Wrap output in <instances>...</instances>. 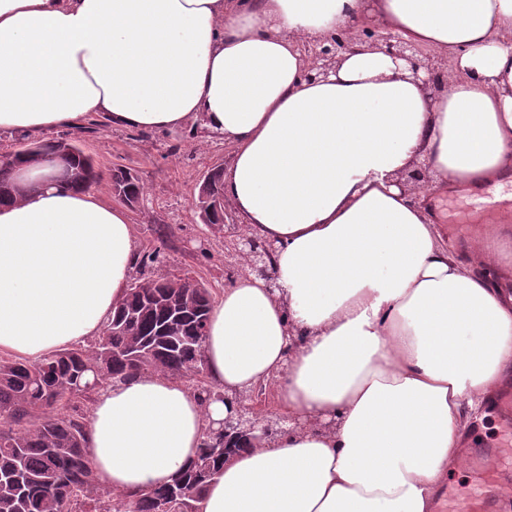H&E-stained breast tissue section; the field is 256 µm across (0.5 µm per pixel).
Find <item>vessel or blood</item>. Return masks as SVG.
Segmentation results:
<instances>
[{
  "instance_id": "b4317fda",
  "label": "vessel or blood",
  "mask_w": 512,
  "mask_h": 512,
  "mask_svg": "<svg viewBox=\"0 0 512 512\" xmlns=\"http://www.w3.org/2000/svg\"><path fill=\"white\" fill-rule=\"evenodd\" d=\"M436 211L441 222L452 228L462 230L472 224H479L494 217L495 212L476 205L464 197L441 200L436 204ZM501 461L497 471L485 469L482 465L483 449H476L472 462V471L476 481L473 490L465 496L449 493L445 498L443 512H491L493 493L503 476L512 474V427H507L501 434L493 450Z\"/></svg>"
}]
</instances>
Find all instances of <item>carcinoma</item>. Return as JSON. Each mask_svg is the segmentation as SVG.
<instances>
[{"instance_id":"obj_1","label":"carcinoma","mask_w":512,"mask_h":512,"mask_svg":"<svg viewBox=\"0 0 512 512\" xmlns=\"http://www.w3.org/2000/svg\"><path fill=\"white\" fill-rule=\"evenodd\" d=\"M61 139L31 141L24 162L57 155ZM62 184L90 189L109 178L129 200L143 196L130 170L104 173L81 148L67 159ZM15 164H0V204L15 200ZM160 251L136 259L139 277L128 287L91 346L49 355L36 363L0 361V512H201L208 483L224 468V434H210L197 459L170 484L135 501L104 499L84 448L81 404L110 382L143 371L193 378L204 370L203 342L213 296L205 286L154 279L145 270Z\"/></svg>"}]
</instances>
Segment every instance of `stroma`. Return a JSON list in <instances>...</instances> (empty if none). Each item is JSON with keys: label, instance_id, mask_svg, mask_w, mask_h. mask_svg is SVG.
<instances>
[{"label": "stroma", "instance_id": "stroma-1", "mask_svg": "<svg viewBox=\"0 0 512 512\" xmlns=\"http://www.w3.org/2000/svg\"><path fill=\"white\" fill-rule=\"evenodd\" d=\"M68 135L102 170L124 167L138 174L145 200L129 213L136 250L162 253L149 276L190 275L216 294L239 273L224 251L223 232L201 224L194 213L204 175L230 162L232 149L222 139L192 126L153 133L90 125Z\"/></svg>", "mask_w": 512, "mask_h": 512}]
</instances>
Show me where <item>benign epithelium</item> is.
Returning <instances> with one entry per match:
<instances>
[{"label":"benign epithelium","mask_w":512,"mask_h":512,"mask_svg":"<svg viewBox=\"0 0 512 512\" xmlns=\"http://www.w3.org/2000/svg\"><path fill=\"white\" fill-rule=\"evenodd\" d=\"M360 47L380 50L395 60L407 62L413 78L421 81L423 88L432 96L446 88L448 59L432 54L427 56L418 46L380 27L371 28L369 36L365 39L352 36L347 29H338L306 43L303 47L306 61L305 77L309 80L327 78L345 54ZM425 179L426 168L418 165L404 174V178L400 179V185L415 189ZM196 208L203 213L222 208L224 219H233L231 210L225 208L224 197L211 193L207 178L203 179L200 186ZM230 248L231 255L245 258L253 272L270 281L274 280L270 272L274 253L272 242L236 233ZM248 399L249 403L242 405L237 413L228 414L224 420L218 422V425L228 438L239 434H251L256 440L261 441L270 437L274 425L284 422L285 417L272 410L266 411L263 415L258 412V408L269 405V395L266 388L261 385L254 387Z\"/></svg>","instance_id":"benign-epithelium-1"}]
</instances>
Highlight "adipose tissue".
I'll return each mask as SVG.
<instances>
[{"instance_id":"ef3b65f1","label":"adipose tissue","mask_w":512,"mask_h":512,"mask_svg":"<svg viewBox=\"0 0 512 512\" xmlns=\"http://www.w3.org/2000/svg\"><path fill=\"white\" fill-rule=\"evenodd\" d=\"M369 14L447 56L438 98L379 50L305 78L301 43ZM95 116L223 137L224 198L276 247L273 279L243 270L214 300L203 360L226 395L271 384L301 426L229 456L202 512H435L512 389V226L459 251L424 203L512 178V0H0V132ZM417 162L413 203L399 178ZM135 258L126 210L98 193L39 183L1 205L0 352L36 362L100 335ZM226 415L137 373L98 391L84 451L132 501Z\"/></svg>"}]
</instances>
